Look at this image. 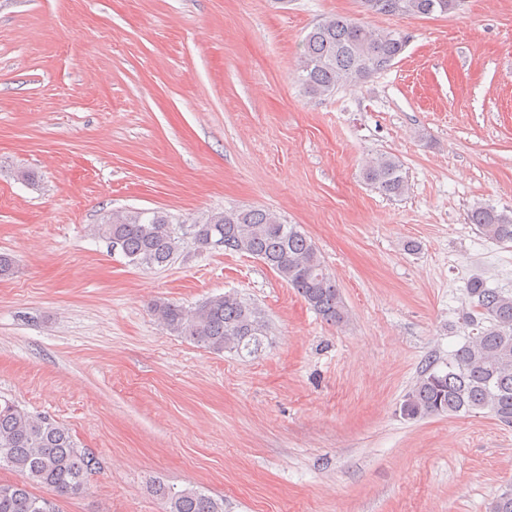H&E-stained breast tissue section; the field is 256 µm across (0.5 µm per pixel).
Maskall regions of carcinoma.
Masks as SVG:
<instances>
[{
	"label": "carcinoma",
	"instance_id": "obj_1",
	"mask_svg": "<svg viewBox=\"0 0 512 512\" xmlns=\"http://www.w3.org/2000/svg\"><path fill=\"white\" fill-rule=\"evenodd\" d=\"M371 13L405 17L447 15L462 0H361ZM407 37L348 16H329L305 37L298 60L301 85L313 97L328 96L343 84L360 85L387 69L404 51ZM363 181L387 197L403 195L408 184L402 164L380 156L366 163ZM487 240L512 243V212L477 205L468 213ZM98 232L128 263L164 267L180 254L190 234L199 248L223 240L224 251L251 255L273 269L326 323L348 317L341 289L327 272L315 243L297 224L261 208L211 211L185 231L163 210L124 209L101 214ZM471 311L464 323L475 328L448 358L445 369L427 367L405 393L401 413L410 420L486 412L512 425V291L490 288L479 276L466 285ZM151 312L168 330L210 352L256 353L267 336L261 310L234 292L215 295L186 309L157 300ZM0 466L21 480L0 482V512H60L58 501L87 490L98 469L94 454L76 443L67 427L49 415H34L12 401L0 402ZM42 487L46 496L33 492ZM157 493L166 512H224V500L189 485Z\"/></svg>",
	"mask_w": 512,
	"mask_h": 512
}]
</instances>
